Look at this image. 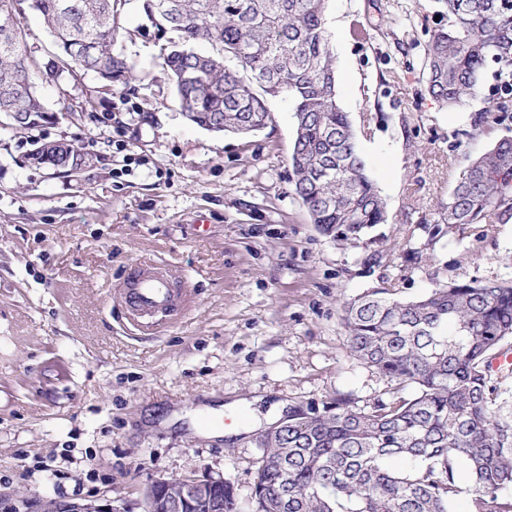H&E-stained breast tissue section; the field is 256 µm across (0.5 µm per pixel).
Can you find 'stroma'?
<instances>
[{
  "mask_svg": "<svg viewBox=\"0 0 512 512\" xmlns=\"http://www.w3.org/2000/svg\"><path fill=\"white\" fill-rule=\"evenodd\" d=\"M132 79L42 76L52 117L0 126V512L108 497L143 512L155 480L221 475L248 498L258 432L297 403L371 408L390 382L350 355L342 304L394 286L512 280V216L448 228L465 156L512 140V92L489 64L461 108L428 92L424 57L447 26L437 0H329L336 83L386 207L381 258L340 246L291 194V101L242 137L189 122L140 0H112ZM65 140L76 168L35 163ZM155 261L190 302L132 325L131 268Z\"/></svg>",
  "mask_w": 512,
  "mask_h": 512,
  "instance_id": "obj_1",
  "label": "stroma"
}]
</instances>
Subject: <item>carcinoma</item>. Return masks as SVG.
Listing matches in <instances>:
<instances>
[{
    "label": "carcinoma",
    "instance_id": "carcinoma-1",
    "mask_svg": "<svg viewBox=\"0 0 512 512\" xmlns=\"http://www.w3.org/2000/svg\"><path fill=\"white\" fill-rule=\"evenodd\" d=\"M143 0L187 119L246 136L270 119L267 97L294 104L292 191L311 222L339 244H356L386 221L337 89L329 0H175L171 12ZM448 29L426 51L428 91L455 109L473 96L489 63H512V0H440ZM112 0H33L54 37L52 73L75 67L125 78L112 52ZM206 42L211 51L194 49ZM37 69L22 22L0 27V124L29 129L42 117ZM448 228L491 224L512 211V140L467 159L448 198ZM351 355L394 383L373 408L338 395L322 409L288 407V428L259 435L256 501L283 498L288 512H512V372L492 361L512 344V281H451L420 298L373 288L344 304ZM413 390L410 397L402 395ZM466 469L470 484L461 482Z\"/></svg>",
    "mask_w": 512,
    "mask_h": 512
}]
</instances>
